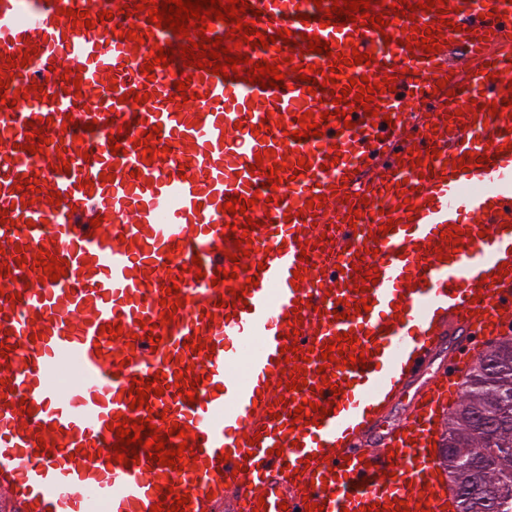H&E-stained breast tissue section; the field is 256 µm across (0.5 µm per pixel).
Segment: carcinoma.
<instances>
[{"mask_svg": "<svg viewBox=\"0 0 512 512\" xmlns=\"http://www.w3.org/2000/svg\"><path fill=\"white\" fill-rule=\"evenodd\" d=\"M442 464L453 490L470 484L471 465L488 467L471 497H455L456 512H512V338L481 357L468 375L456 408L449 413Z\"/></svg>", "mask_w": 512, "mask_h": 512, "instance_id": "cac0c4a2", "label": "carcinoma"}]
</instances>
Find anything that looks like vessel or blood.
<instances>
[{
	"mask_svg": "<svg viewBox=\"0 0 512 512\" xmlns=\"http://www.w3.org/2000/svg\"><path fill=\"white\" fill-rule=\"evenodd\" d=\"M139 2L112 0L103 22L92 0H0V80L21 92L0 102V501L7 512H170L182 495L184 512L402 501L446 512L439 413L479 346L512 335V0L439 11L407 0L409 17L370 0L381 31L326 21L334 0H248L243 22L276 41L242 44L225 77L156 63L198 31L171 37ZM284 29L296 43L277 38ZM429 34L433 52L418 46ZM313 35L329 53L309 51ZM357 51L370 63H353ZM261 60L283 88L245 81ZM301 68L316 69L322 92ZM364 77L389 91L327 114L334 92ZM307 112L320 133L294 140ZM28 179L38 188L21 190ZM233 197L245 213L225 210ZM243 237L248 256L230 260ZM42 251L66 260L65 276L49 280ZM343 334L355 344L323 360ZM445 343L447 367L379 433ZM152 382L161 395L132 407L131 387ZM306 401L326 408L319 423L295 419ZM119 414L149 419L169 449L186 444L181 468L144 445L139 462L116 461Z\"/></svg>",
	"mask_w": 512,
	"mask_h": 512,
	"instance_id": "1",
	"label": "vessel or blood"
}]
</instances>
